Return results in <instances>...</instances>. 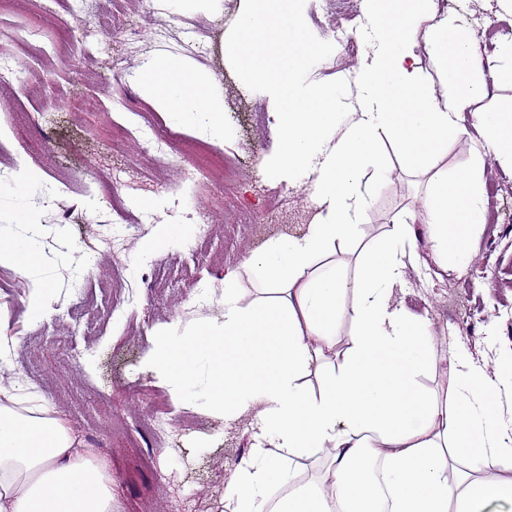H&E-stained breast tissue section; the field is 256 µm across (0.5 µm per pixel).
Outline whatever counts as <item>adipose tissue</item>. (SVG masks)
Returning a JSON list of instances; mask_svg holds the SVG:
<instances>
[{"mask_svg":"<svg viewBox=\"0 0 512 512\" xmlns=\"http://www.w3.org/2000/svg\"><path fill=\"white\" fill-rule=\"evenodd\" d=\"M362 12L371 50L351 85L312 81L331 45L308 25L305 0H257L227 43L244 88L279 117L263 178L307 187L314 213L303 233L270 238L244 261L261 298L243 303L240 270H227L222 320L191 332L164 324L147 355L176 405L200 402L228 422L254 416L256 443L224 488L225 512H484L512 501V419L499 414L512 379L460 346L443 401L432 399L418 382L432 363L428 319L391 302L409 227L371 244L362 230L363 180L387 178L389 142L402 167L430 175L421 215L438 267L470 262L487 222L486 166L477 156L451 174L439 156L469 116L498 165L512 169V113L486 103L489 81L512 79V41L485 55L440 0H362ZM425 55L434 73L423 71ZM141 88L175 123L223 142L224 96L205 69L161 55L145 64ZM356 245L349 280L334 255ZM349 295L355 331L335 364L326 356ZM311 373L315 393L304 383ZM323 453L331 468L317 482H298L284 463ZM490 457L501 475L479 478ZM377 464L378 491L369 482ZM111 470L41 395L0 391V512H114Z\"/></svg>","mask_w":512,"mask_h":512,"instance_id":"ef3b65f1","label":"adipose tissue"}]
</instances>
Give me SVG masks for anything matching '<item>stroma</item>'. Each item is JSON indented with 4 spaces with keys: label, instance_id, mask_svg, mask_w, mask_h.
Instances as JSON below:
<instances>
[{
    "label": "stroma",
    "instance_id": "1",
    "mask_svg": "<svg viewBox=\"0 0 512 512\" xmlns=\"http://www.w3.org/2000/svg\"><path fill=\"white\" fill-rule=\"evenodd\" d=\"M462 26L483 14L486 28L479 43L493 51L495 40L512 39V24L503 20L498 0H440ZM128 25L138 27L135 47L120 35L109 40L111 52L128 57L121 77L103 69L87 78L81 68L54 56L59 28L53 0H18L12 13L0 14V49L11 52L9 69L0 68V189L14 187L22 169L40 180L23 193L0 199V248L18 234L29 233L16 223L14 208L36 212L42 227L40 253L31 260L29 276L10 263H0V330L11 340V383H25L60 411L83 447L109 459L116 512H135L150 501L152 512H223L224 486L240 457L254 445V418L244 415L232 424L196 406L171 409L176 426L156 439L145 424L149 407L139 405L138 389H157L145 358L157 328L174 318L187 324L221 319L216 303L200 302V291L220 293L224 270L240 266L270 238L299 232L309 224L313 204L303 187L272 184L259 171L277 148L278 123L266 99L246 92L225 57V40L251 0H234L221 13L160 8L158 0H121ZM174 33L201 28L206 41L187 52L161 44L153 34L159 25ZM186 54L208 70L224 95L223 148L237 169L234 180L197 184L181 181L176 167L158 168L136 142L112 144V124L132 126L150 110L140 88L145 63L159 54ZM53 70L55 87L71 108H52L53 96L38 81ZM30 79L22 89L18 76ZM124 107L113 112L112 98ZM138 171L137 180L122 184L124 207L144 215L143 200L157 201L153 215L161 224H187L205 208L220 228L206 249L193 238L156 250L146 261L126 268L105 250L112 232L101 216L112 209V198L99 191L96 179L113 168ZM488 222L473 241L472 263L458 271H442L433 259L423 223L412 213L427 178L393 168L391 176L371 187V205L364 230L367 239L387 235L397 224L411 225L420 256L408 269L392 302L427 315L435 340L433 364L419 378L432 394L443 396L448 385L449 357L465 344L478 364L496 366L512 360V172L488 161ZM139 282L138 299L126 306L112 285L120 278ZM166 283V299L157 302L147 279ZM47 292V316L35 322L24 313L34 289ZM76 344L80 363H70L64 345ZM154 465L143 468L144 454Z\"/></svg>",
    "mask_w": 512,
    "mask_h": 512
}]
</instances>
